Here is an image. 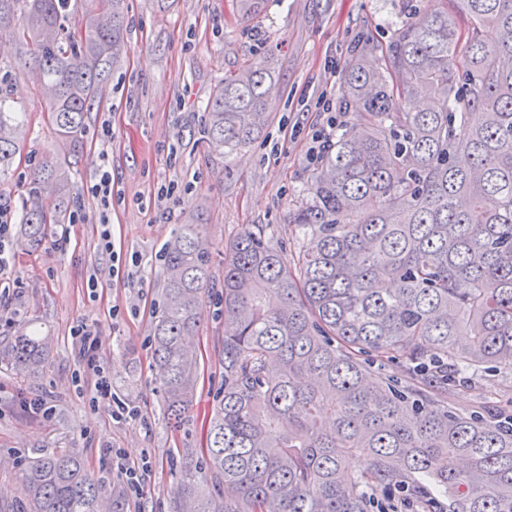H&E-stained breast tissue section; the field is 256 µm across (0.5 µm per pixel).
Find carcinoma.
Here are the masks:
<instances>
[{"instance_id":"cac0c4a2","label":"carcinoma","mask_w":512,"mask_h":512,"mask_svg":"<svg viewBox=\"0 0 512 512\" xmlns=\"http://www.w3.org/2000/svg\"><path fill=\"white\" fill-rule=\"evenodd\" d=\"M0 0V32L38 75L61 144L22 199L37 248L71 204L70 166L87 114L126 53V0ZM387 45L362 39L341 76L362 104L336 134L290 215L310 236L289 262L245 231L224 259V385L199 466L179 469L175 512H369V490L427 477L458 512H512V414L469 416L440 397L458 371L512 372V0H438ZM85 11L71 34L69 14ZM276 66L224 75L206 137L232 150L266 128ZM0 92V178L25 134ZM151 336L161 411L181 426L200 366L186 346L210 282L202 224L163 249ZM7 360L37 371L40 339L14 337ZM402 358L414 383L376 379ZM362 458L352 472L347 460ZM18 512H126L124 495L75 456L35 453Z\"/></svg>"}]
</instances>
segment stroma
<instances>
[{
  "instance_id": "1",
  "label": "stroma",
  "mask_w": 512,
  "mask_h": 512,
  "mask_svg": "<svg viewBox=\"0 0 512 512\" xmlns=\"http://www.w3.org/2000/svg\"><path fill=\"white\" fill-rule=\"evenodd\" d=\"M265 0L253 17L238 15L234 0H128L127 52L109 76L86 122L84 156L74 176L75 201L86 221L70 229L65 251L54 247L60 227L38 248L17 241L13 274L21 290L0 307V352L21 328L39 329L48 350L44 368L21 372L0 364V512H15L22 498L20 472L39 446L76 456L93 477L117 479L118 463L147 464L140 495H127L128 512H173L176 476L184 457L201 458L213 400L222 382L224 336L221 291L224 256L242 232L262 228L285 257H297L307 239L288 213L307 200L316 169L312 134L353 113L319 111L320 97L338 101L340 73L358 36L388 43L409 15L424 17L437 0ZM273 58L275 97L269 98L264 134L232 151L203 134L206 104L225 73L245 61ZM0 71L6 94L27 114L29 136L11 176L0 181V205L20 210L43 154L59 136L32 74L19 63L10 34H0ZM112 142L111 222L122 249L138 252L144 269L122 281L103 279L96 299L85 289L103 261L97 250L99 200L86 187L98 167L100 138ZM203 223L211 252V281L199 310L192 346L202 368L184 423L172 428L160 411V384L151 369L152 325L162 305L160 256L179 224ZM80 318L102 324L98 354L116 396L142 420L117 421L89 403L76 382L70 329ZM40 396L55 417L25 413L23 400ZM467 416L483 405L512 411V373H464L448 395ZM118 452L119 461L105 457Z\"/></svg>"
}]
</instances>
